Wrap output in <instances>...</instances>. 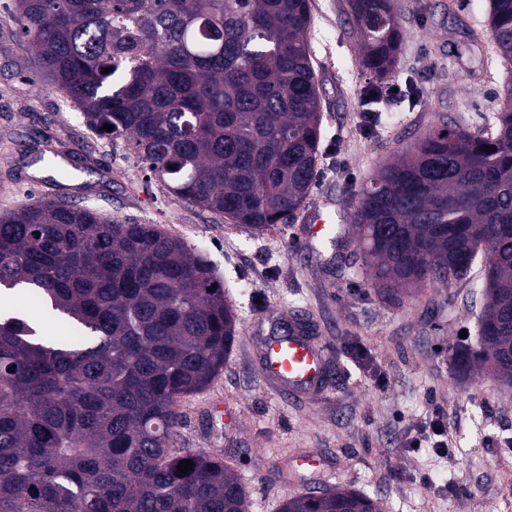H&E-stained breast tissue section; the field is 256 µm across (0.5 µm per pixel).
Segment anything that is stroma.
<instances>
[{"mask_svg": "<svg viewBox=\"0 0 512 512\" xmlns=\"http://www.w3.org/2000/svg\"><path fill=\"white\" fill-rule=\"evenodd\" d=\"M404 39L375 119L369 73L355 60L346 0H311L313 66L322 105L320 172L295 221L257 235L167 192L112 149L39 75L19 34L15 0H0V213L44 197L89 204L125 224H157L205 255L241 319L236 347L210 388L183 399L184 447L231 462L251 512H278L308 489L342 486L381 499L385 512H512V385L483 373L458 380L453 354L475 339L481 269L447 285L392 291L365 276L352 229L355 194L439 118L484 128L512 87L491 49L486 0H395ZM326 208L338 240L308 245L310 211ZM300 319L325 347L327 386L308 400L267 388L258 340ZM367 350L364 365L348 343ZM447 455L411 449L431 420ZM314 455L320 473L289 474Z\"/></svg>", "mask_w": 512, "mask_h": 512, "instance_id": "35a3bbf8", "label": "stroma"}]
</instances>
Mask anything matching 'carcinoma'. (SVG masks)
<instances>
[{
    "label": "carcinoma",
    "mask_w": 512,
    "mask_h": 512,
    "mask_svg": "<svg viewBox=\"0 0 512 512\" xmlns=\"http://www.w3.org/2000/svg\"><path fill=\"white\" fill-rule=\"evenodd\" d=\"M487 2L512 65V0ZM347 3L377 100L401 18L394 0ZM16 13L42 78L170 194L254 233L295 220L320 160L310 0H16ZM507 101L485 129L442 121L384 165L353 227L384 287L461 280L479 263V350H457V372L512 382ZM0 290L26 292L61 328L38 336L0 313V512H249L234 469L181 443L180 402L223 371L240 333L202 255L155 224L45 198L0 215ZM341 509L381 512L342 487L280 512Z\"/></svg>",
    "instance_id": "carcinoma-1"
}]
</instances>
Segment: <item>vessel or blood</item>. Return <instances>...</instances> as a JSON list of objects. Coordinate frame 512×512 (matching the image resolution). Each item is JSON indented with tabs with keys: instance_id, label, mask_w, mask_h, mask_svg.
Wrapping results in <instances>:
<instances>
[{
	"instance_id": "vessel-or-blood-1",
	"label": "vessel or blood",
	"mask_w": 512,
	"mask_h": 512,
	"mask_svg": "<svg viewBox=\"0 0 512 512\" xmlns=\"http://www.w3.org/2000/svg\"><path fill=\"white\" fill-rule=\"evenodd\" d=\"M324 349L302 336H265L260 340V369L279 388L313 393L322 385Z\"/></svg>"
}]
</instances>
